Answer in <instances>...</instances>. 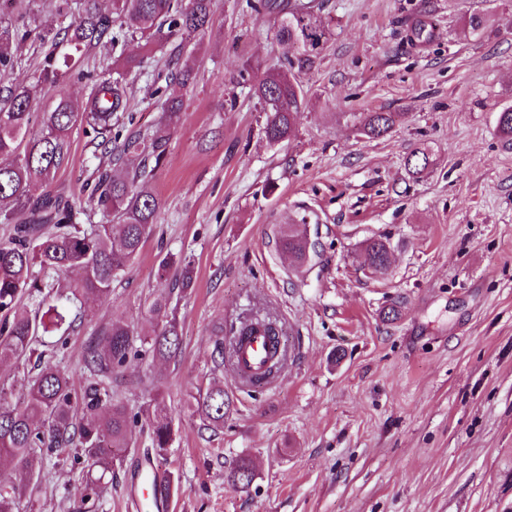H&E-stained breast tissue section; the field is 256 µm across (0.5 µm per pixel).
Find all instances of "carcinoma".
Masks as SVG:
<instances>
[{"mask_svg":"<svg viewBox=\"0 0 512 512\" xmlns=\"http://www.w3.org/2000/svg\"><path fill=\"white\" fill-rule=\"evenodd\" d=\"M211 0H188L181 8L175 0H113L120 18L122 36L140 35L153 39L190 36L206 29L211 21ZM261 6L278 18L277 37L289 49L298 48L287 58V71L267 73L252 85L266 112L263 133L278 145L294 133L298 114L306 106L298 75L311 68L330 35L319 19L322 0H260ZM17 32L0 25V68L14 69L10 45ZM114 40L112 19L101 15L96 0H85L83 13L68 25L41 29L40 39L51 43L35 81L21 80L0 98V222L12 225V234L0 242V363L33 354L32 343L39 334L62 335L56 344H65L66 333L74 330L77 317L66 307L50 305L29 314L20 307L23 297L35 299L48 284L33 275L39 267L46 273L69 270L80 272L74 291L85 298L106 299L112 294V281L122 275L137 258L152 235L158 198L143 184L148 159L160 164L164 159L168 135L180 124L183 92L191 84V66L185 65L178 88L167 98L161 126L149 138L135 136L123 144L119 159L127 166L125 178L112 169L99 168L92 183L86 184V200L47 189L70 147L74 126L83 123L94 139L112 142V120L125 108L126 84L123 78L103 77L90 93L86 110L79 112L70 100L67 82L78 60L102 39ZM45 86L56 92L55 104L34 124L31 100ZM394 112H368L360 133L368 138L387 134L395 124ZM409 171L420 174L430 165L429 154L415 151L407 159ZM99 209L103 220L87 224V210ZM116 217L114 224L110 217ZM279 245L302 262L309 251L306 238L290 229ZM369 265L382 271L388 268L389 243L376 239L366 248ZM166 298L153 304L157 315L165 318L160 332L148 341L153 357L173 359L180 350L181 336L175 319L167 318ZM279 325L271 317L246 315L230 323L225 334L217 336L214 348L219 358L235 365L240 343L257 327ZM272 363L264 377L247 383L260 386L274 379L284 368L288 347H279L271 338ZM133 353V336L128 324L115 320L102 331V338L88 350L85 358L90 375H110L126 366ZM35 374L28 381L19 404L8 401L5 386H0V466L14 470L12 480L0 483V512H19L30 485L41 480L44 462L61 449L76 443L88 467L89 482L82 501L84 512H95L97 487L112 472L119 448L128 447L131 417L125 404L94 381L82 398L72 393L69 377L54 360V354L41 352L36 357ZM229 401L224 386L213 384L191 396L188 408L205 425L224 427V410ZM151 448L164 457L174 440L172 419L156 410L150 420ZM233 485L245 491L253 472L242 460L230 471Z\"/></svg>","mask_w":512,"mask_h":512,"instance_id":"carcinoma-1","label":"carcinoma"}]
</instances>
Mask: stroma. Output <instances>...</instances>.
<instances>
[{"label": "stroma", "mask_w": 512, "mask_h": 512, "mask_svg": "<svg viewBox=\"0 0 512 512\" xmlns=\"http://www.w3.org/2000/svg\"><path fill=\"white\" fill-rule=\"evenodd\" d=\"M256 0H212V20L174 55L175 40L103 41L82 57L69 93L84 104L92 78L145 58L127 77L112 144L155 130L183 65L194 80L149 189L154 234L108 299L82 304L57 349L75 396L90 381L89 344L111 321L157 334L150 305L165 296L181 352L141 353L103 383L135 422L97 512H128L127 485L150 446L145 407L158 403L175 439L159 472L176 489L169 512H512V139L497 118L512 106V0H323L331 35L299 74L307 104L288 142L272 145L241 75L284 69L274 15ZM64 0H6L0 24L26 32L0 89L37 74L49 47L32 34L70 22ZM484 16L470 31V15ZM426 21L432 39L412 36ZM393 112L384 137L360 136L363 113ZM430 153L411 177L407 157ZM112 165L84 126L53 187L80 193ZM296 230L314 243L294 262L278 246ZM391 245L385 272L365 245ZM194 283L159 278L166 254ZM281 323L291 357L268 386L240 385L213 352L223 325L249 313ZM224 386V428L205 430L190 394ZM72 449L43 470L32 512H82L85 468ZM249 461V492L228 479Z\"/></svg>", "instance_id": "stroma-1"}]
</instances>
